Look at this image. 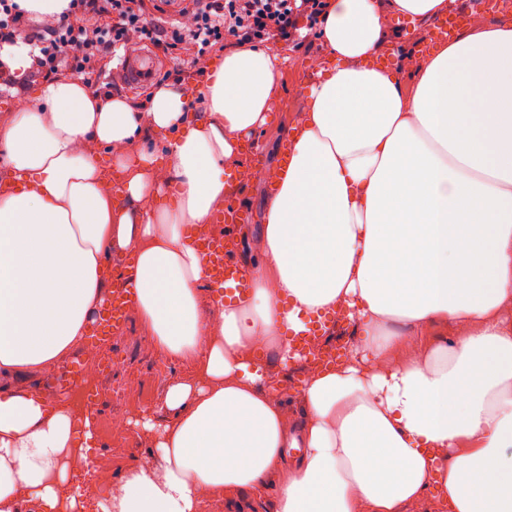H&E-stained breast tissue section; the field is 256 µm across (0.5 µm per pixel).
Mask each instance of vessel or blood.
<instances>
[{"label":"vessel or blood","mask_w":512,"mask_h":512,"mask_svg":"<svg viewBox=\"0 0 512 512\" xmlns=\"http://www.w3.org/2000/svg\"><path fill=\"white\" fill-rule=\"evenodd\" d=\"M475 13H485L502 22L512 21V5L496 8L492 6L490 0H459L454 9L431 23L425 38L426 43L431 45L438 41L453 39L465 28L470 16ZM155 71V58L147 51L136 55H124L114 69L115 74L119 75L123 82L132 86L148 83ZM248 176V170H238L230 185L224 208L216 217L217 223L224 226L223 233L214 234L199 241L200 251L207 262L211 283L214 287L223 290L224 298L228 301L246 298L250 293L249 279L236 258L234 233L236 225L247 223L249 220L248 212L238 198L239 189ZM131 293L130 281L123 278L113 279L107 305L90 327L88 336L90 343L103 345L119 337L126 327ZM334 322V317L329 316L309 324L306 331L293 336V344L302 347L324 336Z\"/></svg>","instance_id":"vessel-or-blood-1"}]
</instances>
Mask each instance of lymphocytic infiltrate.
<instances>
[{"label": "lymphocytic infiltrate", "instance_id": "lymphocytic-infiltrate-1", "mask_svg": "<svg viewBox=\"0 0 512 512\" xmlns=\"http://www.w3.org/2000/svg\"><path fill=\"white\" fill-rule=\"evenodd\" d=\"M144 0H69L51 25H39L15 0H0V45L30 46L32 73L42 79L80 77L103 96L115 85L100 65L132 40L152 44L170 56L169 78L202 80L200 62L213 49L264 46L289 41L314 29L330 0H190L187 21L159 24Z\"/></svg>", "mask_w": 512, "mask_h": 512}]
</instances>
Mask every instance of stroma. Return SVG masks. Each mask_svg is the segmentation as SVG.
<instances>
[{"label":"stroma","mask_w":512,"mask_h":512,"mask_svg":"<svg viewBox=\"0 0 512 512\" xmlns=\"http://www.w3.org/2000/svg\"><path fill=\"white\" fill-rule=\"evenodd\" d=\"M272 50L282 59L278 86L281 105L270 128L258 135L263 146L262 161L266 164L281 152L284 131L301 107L300 86L317 79L311 63L322 53L323 45L312 34L302 41L277 43ZM112 346L127 354V362L113 366L111 373L101 377L84 378L82 388L72 389L71 395L79 404L85 392L96 394L97 410L91 417L96 441L90 456L95 460L105 459L107 473L117 483L130 466L151 457V440L137 427V420L158 410L168 385L177 379L190 378L192 370L185 364L160 360L150 337L134 319L129 320L122 336L113 340ZM113 414L127 419L126 430L105 432L103 423Z\"/></svg>","instance_id":"35a3bbf8"}]
</instances>
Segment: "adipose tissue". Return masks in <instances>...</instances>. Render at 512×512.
I'll list each match as a JSON object with an SVG mask.
<instances>
[{"mask_svg":"<svg viewBox=\"0 0 512 512\" xmlns=\"http://www.w3.org/2000/svg\"><path fill=\"white\" fill-rule=\"evenodd\" d=\"M448 9L331 0L244 301H212L194 236L273 121L275 54L225 51L195 97L161 85L145 112L61 77L0 123V512H83L65 487L89 417L11 386L83 346L118 252L136 257L131 311L193 377L168 387L165 424L143 416L158 462L104 512L269 487L274 512H423L432 488L449 512H512V26L474 15L420 57L390 24ZM396 39L397 64L374 66ZM339 306L360 339L289 415L256 354L288 362L290 336Z\"/></svg>","mask_w":512,"mask_h":512,"instance_id":"1","label":"adipose tissue"}]
</instances>
